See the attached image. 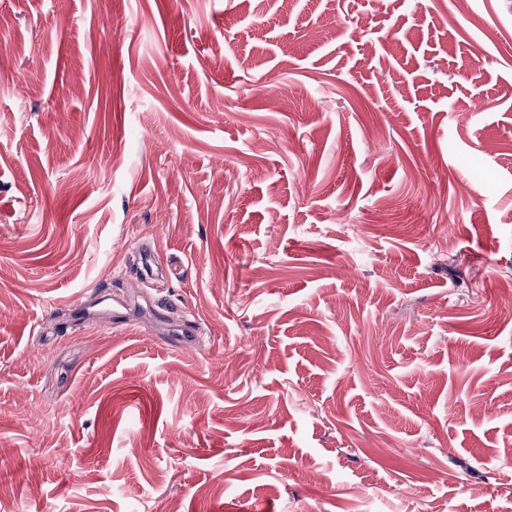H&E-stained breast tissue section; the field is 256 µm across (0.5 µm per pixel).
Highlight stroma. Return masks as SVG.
I'll use <instances>...</instances> for the list:
<instances>
[{"label": "stroma", "mask_w": 512, "mask_h": 512, "mask_svg": "<svg viewBox=\"0 0 512 512\" xmlns=\"http://www.w3.org/2000/svg\"><path fill=\"white\" fill-rule=\"evenodd\" d=\"M505 275L512 0H0L10 512H512Z\"/></svg>", "instance_id": "1"}]
</instances>
